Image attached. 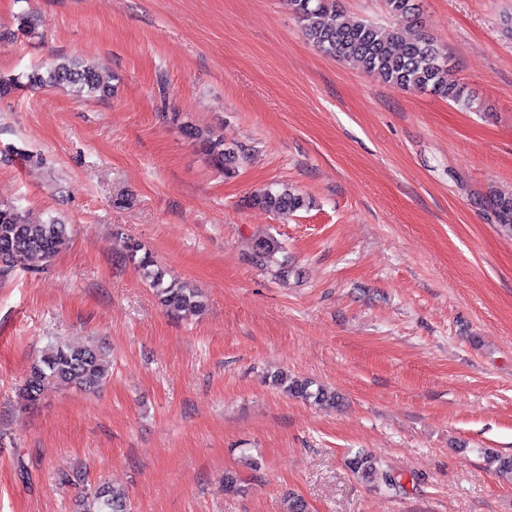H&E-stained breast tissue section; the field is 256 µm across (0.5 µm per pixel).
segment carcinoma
Wrapping results in <instances>:
<instances>
[{
    "label": "carcinoma",
    "mask_w": 512,
    "mask_h": 512,
    "mask_svg": "<svg viewBox=\"0 0 512 512\" xmlns=\"http://www.w3.org/2000/svg\"><path fill=\"white\" fill-rule=\"evenodd\" d=\"M393 16L418 24V0H384ZM313 46L327 56L352 62L363 71L376 73L385 81L405 90L428 92L467 109L475 108V99L467 88L453 79L448 55L420 33L406 34L386 30L364 19H353L338 8L336 0H288ZM66 85L78 96L92 97L106 92L97 70L62 56L46 72L32 71L9 78L0 76V95L24 88ZM186 134L199 141L212 166L228 175L234 171L238 152L224 147V140L210 131L185 126ZM254 204L275 212H294L307 206L306 198L286 186H274L256 194ZM500 233L512 237V192L496 191L481 201ZM68 233L65 224H31L16 206L0 204V279L9 278L20 264H46L56 255ZM126 256L136 265L141 277L154 288L160 303L170 314L204 308L199 291L187 283L165 281L166 272L141 243L125 242ZM281 243L272 236L260 239L252 250L251 261L261 268L278 265L277 276L286 281L293 269L288 261L277 260ZM106 375L103 352L95 345H55L30 367L23 396L29 403L38 400L45 383L59 381L78 390L97 389ZM272 385L295 398L316 405H334L339 395L307 378L278 374ZM489 464L504 475L512 476V456L486 452ZM361 480L385 492L400 487V479L382 468L371 454H356L347 461ZM82 512H130L128 496L100 485L80 503Z\"/></svg>",
    "instance_id": "carcinoma-1"
}]
</instances>
